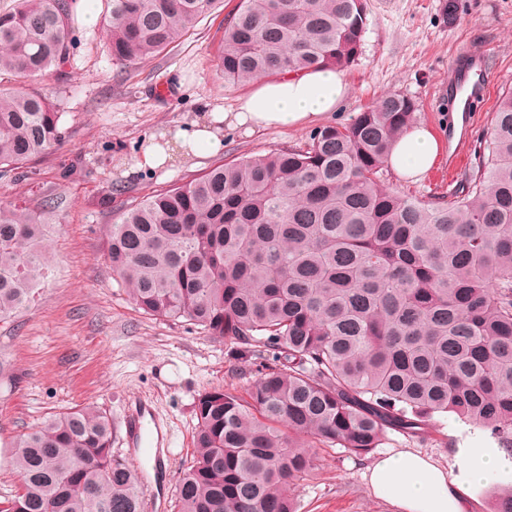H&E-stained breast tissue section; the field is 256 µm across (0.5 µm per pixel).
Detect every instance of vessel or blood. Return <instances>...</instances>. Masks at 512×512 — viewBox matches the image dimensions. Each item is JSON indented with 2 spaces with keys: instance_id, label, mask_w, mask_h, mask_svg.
<instances>
[{
  "instance_id": "1",
  "label": "vessel or blood",
  "mask_w": 512,
  "mask_h": 512,
  "mask_svg": "<svg viewBox=\"0 0 512 512\" xmlns=\"http://www.w3.org/2000/svg\"><path fill=\"white\" fill-rule=\"evenodd\" d=\"M488 53L463 52L452 63L454 79L448 85L449 101H460L461 121L466 131H473L476 114L481 104L491 95ZM121 446L130 448L129 460L136 469L151 466L153 470L165 468L174 451L170 435L164 434L154 409L146 400L135 399L127 406L121 420Z\"/></svg>"
}]
</instances>
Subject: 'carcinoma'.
Instances as JSON below:
<instances>
[{
	"label": "carcinoma",
	"mask_w": 512,
	"mask_h": 512,
	"mask_svg": "<svg viewBox=\"0 0 512 512\" xmlns=\"http://www.w3.org/2000/svg\"><path fill=\"white\" fill-rule=\"evenodd\" d=\"M112 62L156 57L221 0H111ZM76 0L0 10V75L59 72ZM364 0H239L224 18L227 83L357 59ZM419 104L390 94L304 145L226 160L107 225L105 256L137 309L186 319L260 360L246 395L195 403L193 464L178 512H297L307 439L364 458L392 433L424 442L453 415L512 447V91L495 107L448 197L382 187ZM58 107L0 87V178L62 140ZM59 201L0 206V320L45 277ZM91 405L55 414L14 445L18 492L0 512H143L136 471Z\"/></svg>",
	"instance_id": "cac0c4a2"
}]
</instances>
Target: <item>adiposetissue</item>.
<instances>
[{
    "label": "adipose tissue",
    "instance_id": "obj_1",
    "mask_svg": "<svg viewBox=\"0 0 512 512\" xmlns=\"http://www.w3.org/2000/svg\"><path fill=\"white\" fill-rule=\"evenodd\" d=\"M349 85L342 72L321 67L280 78L257 80L234 110L204 104L203 114L188 127L177 128L173 148L147 147L137 159L136 170H155L172 158L174 149L204 156L223 147L224 130L238 127L294 128L314 122L347 97ZM441 144L427 126L408 127L394 143L389 166L402 178H417L435 164ZM459 468L449 472L433 457L413 449L382 454L366 466L364 479L378 498L398 512H470L469 492L489 478L512 485V453L494 443H475L458 451Z\"/></svg>",
    "mask_w": 512,
    "mask_h": 512
}]
</instances>
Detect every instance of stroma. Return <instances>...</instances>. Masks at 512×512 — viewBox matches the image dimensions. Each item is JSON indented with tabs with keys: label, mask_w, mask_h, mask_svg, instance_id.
<instances>
[{
	"label": "stroma",
	"mask_w": 512,
	"mask_h": 512,
	"mask_svg": "<svg viewBox=\"0 0 512 512\" xmlns=\"http://www.w3.org/2000/svg\"><path fill=\"white\" fill-rule=\"evenodd\" d=\"M238 0H223L180 44L119 72L107 44L110 0H93L97 24L75 5L76 43L61 76L39 86L62 112L63 140L33 163L28 178L0 179V205L38 209L45 196L60 201V226L48 246L49 275L31 306L0 321V497L19 479L11 465L20 434L46 416L94 405L119 421L129 399L140 396L175 428L169 486L192 459L194 406L214 388L244 393L255 378L252 360L194 326L142 315L114 280L105 259V230L121 213L224 160L300 146L312 125L271 127L255 134L224 133L221 152L176 156L159 169L134 171L149 142L190 121L201 102L234 109L252 85L225 83L217 69L224 17ZM367 25L356 62L343 74L347 98L323 124L348 123L387 93L420 104L417 122L448 138V70L463 51H491L492 97L481 108L472 153L490 124L498 98L512 89V0H459L447 17L446 0H366ZM123 192L112 195L113 187ZM465 423L438 418L422 443L391 435L381 452L411 448L456 469ZM314 468L295 491L298 512H393L369 491L364 460L340 448L312 450Z\"/></svg>",
	"instance_id": "stroma-1"
}]
</instances>
